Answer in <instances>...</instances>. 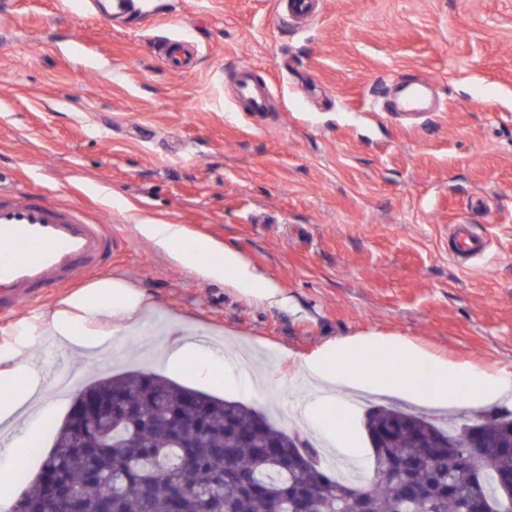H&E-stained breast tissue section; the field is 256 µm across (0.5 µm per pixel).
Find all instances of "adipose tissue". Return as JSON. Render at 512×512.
<instances>
[{
    "instance_id": "obj_1",
    "label": "adipose tissue",
    "mask_w": 512,
    "mask_h": 512,
    "mask_svg": "<svg viewBox=\"0 0 512 512\" xmlns=\"http://www.w3.org/2000/svg\"><path fill=\"white\" fill-rule=\"evenodd\" d=\"M141 230L158 247L177 254L183 263L202 267L208 277L219 279L232 271L240 287L258 289L266 299L278 294L275 286L255 276L233 250H225L223 260L203 263V256L212 250L211 243L199 240L193 248H183L186 234L180 225L145 224ZM95 293L97 301L93 304L84 293L72 294L47 320V331L61 345L83 352L96 351L111 342V321L137 326L147 323L154 313L149 299L121 281L101 280L95 285ZM357 348L370 355V365L340 363L330 348L305 359L302 365L320 389L319 396L306 401L302 409L304 419L319 438L331 439L337 434L324 414L335 390L341 388L404 398L441 410L458 407L463 401L483 407L512 397V373L491 374L473 365L427 361L420 350L404 340L374 338L358 343ZM166 359L173 367L187 360L196 362L198 375L203 379L209 378L214 367H223L226 383L234 388L252 391L258 384L252 375L236 374L233 357L221 355L189 336L168 345ZM0 388L13 391L12 396L0 399V425L14 428L11 451L16 454L28 440L29 431L21 426L25 408L35 404L42 393L36 362L19 359L11 350L0 352Z\"/></svg>"
}]
</instances>
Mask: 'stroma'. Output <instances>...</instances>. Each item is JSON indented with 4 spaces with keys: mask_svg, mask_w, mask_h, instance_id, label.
<instances>
[{
    "mask_svg": "<svg viewBox=\"0 0 512 512\" xmlns=\"http://www.w3.org/2000/svg\"><path fill=\"white\" fill-rule=\"evenodd\" d=\"M166 29L123 17L87 19L61 0H0V189L83 209L112 226L101 278L144 293L157 320L222 350L249 347L268 363L261 392L229 389L142 352L167 336L119 328L99 365L41 344L53 290L0 323V348L52 368L104 375L143 368L254 407L304 430L302 362L368 337L404 339L433 358L512 373V0H323L318 17L281 22L275 0H161ZM188 37V68L157 51ZM272 83L267 111L232 108L242 65ZM397 77L438 79L441 111L416 117L373 106ZM188 228L229 248L276 285L283 302L215 280L147 238L141 223ZM487 239L467 264L448 255L451 225ZM374 394L345 404L358 461L372 448ZM69 408L46 404L31 424L38 455L0 453L20 490Z\"/></svg>",
    "mask_w": 512,
    "mask_h": 512,
    "instance_id": "stroma-1",
    "label": "stroma"
}]
</instances>
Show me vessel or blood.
Instances as JSON below:
<instances>
[{
  "label": "vessel or blood",
  "instance_id": "1",
  "mask_svg": "<svg viewBox=\"0 0 512 512\" xmlns=\"http://www.w3.org/2000/svg\"><path fill=\"white\" fill-rule=\"evenodd\" d=\"M285 18L310 16L317 0H279ZM115 12L138 14L145 25L166 26L152 0H112ZM191 45L182 38L170 39L163 57L171 69L184 68ZM270 86L243 66L236 99L245 110H261ZM485 249L484 239L467 227H459L453 257L473 258ZM112 251V227L92 223L82 209L31 197L0 192V317L14 315L25 302L41 300L52 289L76 284L103 267Z\"/></svg>",
  "mask_w": 512,
  "mask_h": 512
}]
</instances>
